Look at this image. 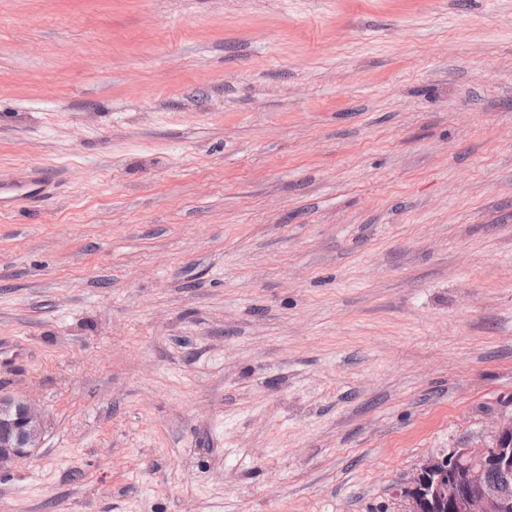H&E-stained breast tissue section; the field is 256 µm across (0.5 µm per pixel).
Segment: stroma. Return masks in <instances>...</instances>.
Instances as JSON below:
<instances>
[{
    "mask_svg": "<svg viewBox=\"0 0 512 512\" xmlns=\"http://www.w3.org/2000/svg\"><path fill=\"white\" fill-rule=\"evenodd\" d=\"M0 512H405L512 399V0H0ZM46 188L43 175L37 171L22 185L0 180V211H12L33 203L46 192ZM41 413L27 400L0 394V470L40 447Z\"/></svg>",
    "mask_w": 512,
    "mask_h": 512,
    "instance_id": "35a3bbf8",
    "label": "stroma"
}]
</instances>
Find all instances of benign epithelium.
<instances>
[{
  "label": "benign epithelium",
  "mask_w": 512,
  "mask_h": 512,
  "mask_svg": "<svg viewBox=\"0 0 512 512\" xmlns=\"http://www.w3.org/2000/svg\"><path fill=\"white\" fill-rule=\"evenodd\" d=\"M491 431V443L452 448L413 473L407 512H512V486L493 483L490 472L512 474V401ZM41 413L28 401L0 394V469L40 447Z\"/></svg>",
  "instance_id": "benign-epithelium-1"
}]
</instances>
